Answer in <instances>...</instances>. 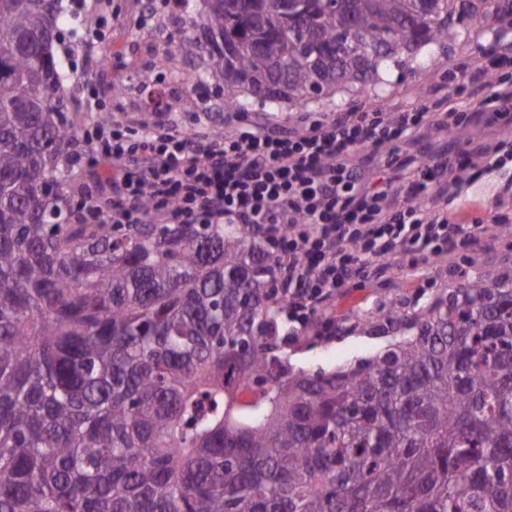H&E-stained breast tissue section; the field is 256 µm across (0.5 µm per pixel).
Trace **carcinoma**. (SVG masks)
I'll list each match as a JSON object with an SVG mask.
<instances>
[{
    "instance_id": "1",
    "label": "carcinoma",
    "mask_w": 512,
    "mask_h": 512,
    "mask_svg": "<svg viewBox=\"0 0 512 512\" xmlns=\"http://www.w3.org/2000/svg\"><path fill=\"white\" fill-rule=\"evenodd\" d=\"M204 0L172 57L301 109L486 22L496 0ZM51 0H0V512H512V274L470 278L357 365L281 350L246 224H87ZM208 29L238 45L229 56Z\"/></svg>"
}]
</instances>
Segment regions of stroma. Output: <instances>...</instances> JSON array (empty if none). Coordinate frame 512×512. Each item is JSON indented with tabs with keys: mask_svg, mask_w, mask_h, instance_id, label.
<instances>
[{
	"mask_svg": "<svg viewBox=\"0 0 512 512\" xmlns=\"http://www.w3.org/2000/svg\"><path fill=\"white\" fill-rule=\"evenodd\" d=\"M62 5L65 10L77 11L89 26L102 14L111 16L106 31L107 49L100 61L86 63L89 48L82 36L64 34L56 47V59L66 74L65 100L72 116L78 117L80 127L112 117L116 105L121 107L122 117L128 123L150 126L155 120L152 100L146 94L150 87L171 93L175 119L182 128L192 127L204 96L218 87L219 81L210 78L199 86L183 84L179 73L191 67L202 69V59L194 56L186 62L169 59L166 54L171 39L189 28V14L175 15L163 0H62ZM463 26L464 36L449 48L391 68L376 90L343 92L313 104V111L331 116L418 101L436 104L442 110L448 105L449 95L459 88L448 77V69L453 65L467 75L459 89L468 102L486 97L490 85L479 65L498 51L499 44L492 36L490 24L479 25L468 19ZM92 77L102 78L115 89L111 101L95 111L89 110L81 95L82 84ZM501 141L512 153V104L501 107L499 117L491 121L472 115L462 136L432 127L417 137L409 151L415 161L444 159L451 153L470 159L471 164L462 171L459 182L432 184L425 197L460 215L465 223L483 222L488 227L487 234L466 249V259L459 264L420 255L415 262L382 271L364 287L337 291L321 310L323 317L334 321V336L321 335L315 325L296 330L289 338L285 350L295 368L314 373L356 365L393 342V333L374 331L367 326L386 305L397 304L411 314L459 287L467 278L494 277L512 271V235L502 230L503 225L512 224V157L504 166L492 170L479 164L483 147Z\"/></svg>",
	"mask_w": 512,
	"mask_h": 512,
	"instance_id": "1",
	"label": "stroma"
}]
</instances>
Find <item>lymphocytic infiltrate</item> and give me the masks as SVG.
I'll list each match as a JSON object with an SVG mask.
<instances>
[{"instance_id":"lymphocytic-infiltrate-1","label":"lymphocytic infiltrate","mask_w":512,"mask_h":512,"mask_svg":"<svg viewBox=\"0 0 512 512\" xmlns=\"http://www.w3.org/2000/svg\"><path fill=\"white\" fill-rule=\"evenodd\" d=\"M428 104L398 105L336 117L304 115L297 128L255 126L238 112L235 131L217 136L209 109L186 132L159 109L151 127L121 119L79 136L77 167L104 164L103 198L70 194L89 224H259L266 230L276 276L288 279V319L307 328L337 289L368 280L391 258L418 251L452 252L473 242L482 224H461L420 196L454 161L401 160L398 147L430 123ZM384 153L379 173L366 175L359 149Z\"/></svg>"}]
</instances>
